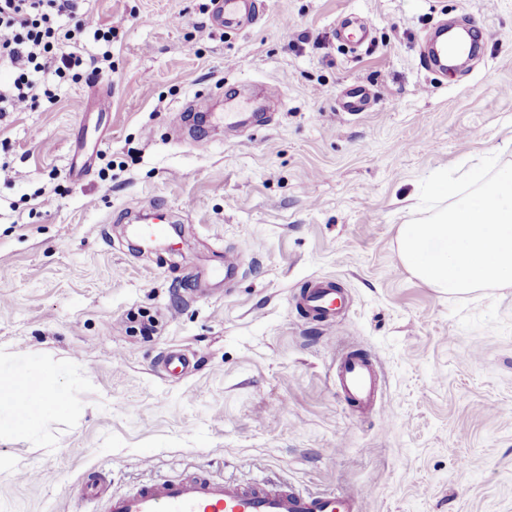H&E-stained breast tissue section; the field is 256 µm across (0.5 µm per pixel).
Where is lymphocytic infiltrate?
<instances>
[{"instance_id": "obj_1", "label": "lymphocytic infiltrate", "mask_w": 512, "mask_h": 512, "mask_svg": "<svg viewBox=\"0 0 512 512\" xmlns=\"http://www.w3.org/2000/svg\"><path fill=\"white\" fill-rule=\"evenodd\" d=\"M82 0H0V70L12 80L0 86V112L16 103L38 101L44 89L40 76L63 74L81 60L75 37L83 33L76 17ZM72 29H64V21Z\"/></svg>"}]
</instances>
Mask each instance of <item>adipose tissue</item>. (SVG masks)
Masks as SVG:
<instances>
[{
	"instance_id": "1",
	"label": "adipose tissue",
	"mask_w": 512,
	"mask_h": 512,
	"mask_svg": "<svg viewBox=\"0 0 512 512\" xmlns=\"http://www.w3.org/2000/svg\"><path fill=\"white\" fill-rule=\"evenodd\" d=\"M29 400L26 413H19L22 400ZM69 404L65 396L51 390L40 370L20 372L0 367V415L5 423L0 428L4 431L29 429L44 413H67Z\"/></svg>"
}]
</instances>
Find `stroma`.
<instances>
[{
	"instance_id": "35a3bbf8",
	"label": "stroma",
	"mask_w": 512,
	"mask_h": 512,
	"mask_svg": "<svg viewBox=\"0 0 512 512\" xmlns=\"http://www.w3.org/2000/svg\"><path fill=\"white\" fill-rule=\"evenodd\" d=\"M210 8L85 0L116 32L83 39L108 66L0 117V363L70 400L0 433V512H95L89 473L123 493L195 469L353 492L361 512H512V287L438 293L397 248L422 178L512 163V0H255L237 32ZM349 14L369 29L355 49L336 36ZM443 21L483 34L466 70L421 53ZM290 26L319 45L289 47ZM262 83L282 94L270 125L180 134L188 101L221 114ZM354 83L359 114L341 109ZM161 203L180 231L138 250L132 227ZM229 254L231 287L213 276ZM319 276L351 298L333 325L296 303ZM342 344L379 363L381 410L337 394ZM174 350L186 372L163 367Z\"/></svg>"
}]
</instances>
